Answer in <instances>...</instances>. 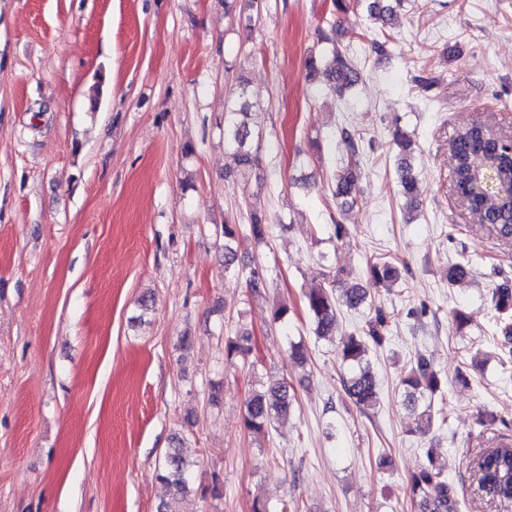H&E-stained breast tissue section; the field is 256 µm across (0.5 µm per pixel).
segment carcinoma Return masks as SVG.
Wrapping results in <instances>:
<instances>
[{
    "label": "carcinoma",
    "mask_w": 512,
    "mask_h": 512,
    "mask_svg": "<svg viewBox=\"0 0 512 512\" xmlns=\"http://www.w3.org/2000/svg\"><path fill=\"white\" fill-rule=\"evenodd\" d=\"M370 18L381 26L391 25L394 11L384 8L376 0L367 6ZM311 73L324 76L329 89L338 94L354 88L360 81V74L346 53L334 47L329 54L312 55L307 60ZM253 104L239 94L236 107L225 113L224 139L235 163V173L247 180L259 168L261 162L260 125L252 113ZM341 142L345 147L348 161L346 167L335 177L332 195L349 201L357 188L359 152L355 135L349 130L341 131ZM396 145L401 152L398 162V176L402 192L410 199L418 194V180L407 161L411 140L402 131L396 132ZM453 184L456 192L467 200L473 219L487 225L494 235L504 242L512 241V152L506 144L488 133L481 124L474 123L457 135L452 143ZM490 171L496 176L498 190L485 194L476 190L475 180L479 172ZM248 215V231L257 240L265 239L271 225L258 211L257 203L245 202ZM242 232L238 224H226L224 234V273H236V253L232 241ZM370 275L377 283H395L399 279L398 267L384 257L376 258L370 265ZM368 301V292L359 283H347L339 275L321 274V281L304 293L305 307L320 338L333 335L336 329V313L345 307L357 310ZM494 309L502 324L504 343H512V289L499 288L493 295ZM388 320L383 313L376 314L367 324L362 336H344L337 345L341 362L351 368L342 378L346 395L362 410L376 407L379 392L375 377L370 373L366 355L369 345L382 346ZM250 336L241 334L224 343V355L228 360L245 359L250 354ZM409 409L417 413L419 432L427 434L434 420L431 406L419 410L420 402L433 397L440 391L441 382L431 362L420 356L410 369L401 375ZM295 392L288 382H276L263 389L248 393L245 400L244 423L256 434L265 432L277 420H282L294 411ZM183 438H177V446L168 449L162 459L159 480L175 496L191 492L192 468L194 463L183 454ZM444 466L433 457L428 465L413 474L407 492L411 501L421 512H459L460 501L455 489L443 474ZM474 479L481 483L487 499L512 502V442L501 439L491 448L480 450L473 459Z\"/></svg>",
    "instance_id": "cac0c4a2"
}]
</instances>
